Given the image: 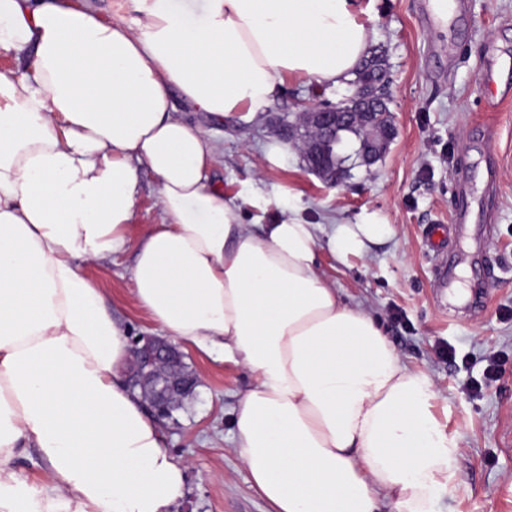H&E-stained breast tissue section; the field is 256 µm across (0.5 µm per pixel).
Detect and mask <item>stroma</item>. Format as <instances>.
I'll list each match as a JSON object with an SVG mask.
<instances>
[{
  "instance_id": "obj_1",
  "label": "stroma",
  "mask_w": 512,
  "mask_h": 512,
  "mask_svg": "<svg viewBox=\"0 0 512 512\" xmlns=\"http://www.w3.org/2000/svg\"><path fill=\"white\" fill-rule=\"evenodd\" d=\"M449 2L455 19L445 27L434 21L429 0H373L364 15L367 52L383 55L388 69L398 135L382 160L353 168L339 186L326 187L308 169L274 119L295 120L303 101L336 102L345 86L289 81L249 122L193 111L176 90L171 99L178 116L219 142L213 180L239 199L243 223L292 216L342 224L372 213L386 224L387 235L368 253L342 263L325 250L321 267L342 300L377 319L402 361L434 383L432 414L458 444L435 512H512V101L487 109L478 86L489 48L512 61V0ZM495 158L500 165L491 177ZM464 204L471 220L457 224L444 255L449 282L460 283L466 296L458 306L437 286L440 258L427 251L423 234L428 224H456ZM161 218L155 180L142 174L130 240ZM134 260L130 249L84 271L113 317L137 337L154 324L129 291ZM445 346L455 358L441 356ZM182 350L199 383L162 428L168 448L188 465L184 512H268L229 442L230 411L249 373L193 346ZM492 355L503 361L501 376L469 394L467 384L482 378Z\"/></svg>"
}]
</instances>
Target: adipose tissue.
Wrapping results in <instances>:
<instances>
[{
	"label": "adipose tissue",
	"instance_id": "ef3b65f1",
	"mask_svg": "<svg viewBox=\"0 0 512 512\" xmlns=\"http://www.w3.org/2000/svg\"><path fill=\"white\" fill-rule=\"evenodd\" d=\"M0 0V512H174L184 461L127 385L132 345L82 271L134 248L130 291L159 333L247 370L232 442L270 512H433L457 444L434 384L320 270L382 240L245 224L211 177L217 141L179 117L266 112L287 79L354 80L362 0ZM162 221L130 243L140 171ZM36 450L29 481L11 465ZM92 2L105 20L124 16L130 21L136 16V13L132 10L130 0H94Z\"/></svg>",
	"mask_w": 512,
	"mask_h": 512
}]
</instances>
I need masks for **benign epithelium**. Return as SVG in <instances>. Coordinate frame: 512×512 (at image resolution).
<instances>
[{"label":"benign epithelium","instance_id":"obj_1","mask_svg":"<svg viewBox=\"0 0 512 512\" xmlns=\"http://www.w3.org/2000/svg\"><path fill=\"white\" fill-rule=\"evenodd\" d=\"M385 77L382 69L377 82L350 85L348 94L335 104L303 102L299 121L288 123V139L301 142L308 168L326 185L335 186L346 175L344 167H332L328 161V152L336 150L342 129L357 127L362 132L354 152L360 166L377 162L394 139V115L387 105V92L381 89ZM140 341L142 345L132 349L130 388L140 391L158 417L169 419L180 401L193 391L197 378L186 370L182 354L170 341L145 335Z\"/></svg>","mask_w":512,"mask_h":512}]
</instances>
